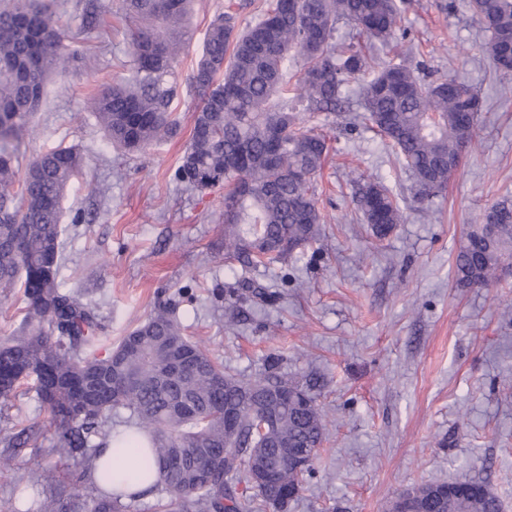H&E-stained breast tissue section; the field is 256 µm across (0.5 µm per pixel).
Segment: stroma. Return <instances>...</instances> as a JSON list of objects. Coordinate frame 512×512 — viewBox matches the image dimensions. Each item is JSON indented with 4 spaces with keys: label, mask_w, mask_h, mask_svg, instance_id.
Returning <instances> with one entry per match:
<instances>
[{
    "label": "stroma",
    "mask_w": 512,
    "mask_h": 512,
    "mask_svg": "<svg viewBox=\"0 0 512 512\" xmlns=\"http://www.w3.org/2000/svg\"><path fill=\"white\" fill-rule=\"evenodd\" d=\"M227 0H197L192 39L177 68L180 132L144 152L113 149L88 108L101 86L128 76L130 32L122 0H55L81 39L78 58L47 81L24 141L27 157L58 146L84 155L67 186L59 280L92 306L103 327L99 354L162 303L226 370L323 380L328 422L313 474L286 512H386L401 491L430 482L485 481L512 512V274L487 288L454 279L469 225L512 199V79L479 50L486 34L468 0H412L404 40L374 45L369 66L406 60L453 75L482 102L477 136L444 190L427 198L372 131L352 124L361 83L317 130L329 154L318 178L320 240L285 263L242 268L224 255V185L187 189L175 178L197 96L188 76L210 21ZM377 181L403 222L382 240L362 224L359 184ZM35 427L26 447L8 433ZM48 414L33 384L0 403V512L22 491L59 484Z\"/></svg>",
    "instance_id": "1"
}]
</instances>
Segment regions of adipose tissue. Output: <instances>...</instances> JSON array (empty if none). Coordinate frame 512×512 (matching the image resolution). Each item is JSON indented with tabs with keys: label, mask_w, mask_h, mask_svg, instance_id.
<instances>
[{
	"label": "adipose tissue",
	"mask_w": 512,
	"mask_h": 512,
	"mask_svg": "<svg viewBox=\"0 0 512 512\" xmlns=\"http://www.w3.org/2000/svg\"><path fill=\"white\" fill-rule=\"evenodd\" d=\"M98 487H120L129 492L149 494L157 483V467L146 443L122 445L109 442L101 448L95 472Z\"/></svg>",
	"instance_id": "obj_1"
}]
</instances>
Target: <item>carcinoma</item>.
<instances>
[{
  "label": "carcinoma",
  "mask_w": 512,
  "mask_h": 512,
  "mask_svg": "<svg viewBox=\"0 0 512 512\" xmlns=\"http://www.w3.org/2000/svg\"><path fill=\"white\" fill-rule=\"evenodd\" d=\"M194 0H124L132 31L133 69L91 97L92 114L109 142L129 153L177 133L172 104L183 19ZM408 0H266L253 24L239 27V4L211 22L190 76L199 100L191 137L175 178L206 190L227 185L224 252L250 268L286 262L271 254L289 242L318 240L324 223L315 177L329 152L326 137L307 125L334 112L341 89L368 67L361 39L390 44ZM487 33L496 69L512 73V0H470ZM352 24L354 41L336 49V23ZM52 0H0V288L23 289L25 329L0 338V399L26 378L50 414L55 451L75 460L65 477L80 483L93 467L96 439L112 411L129 413L130 444L146 438L165 497L157 512H284L303 488L306 467L285 466L254 481L263 461L299 451L314 460L325 437L318 397L279 375L244 381L184 335L173 309L157 308L108 355L97 353L95 310L62 292L61 201L84 158L58 147L25 165L16 182L32 112L49 74L64 69V44L78 34L60 24ZM361 122L402 160L419 192L448 184V163L472 142L480 99L442 76L425 82L413 69L389 62L361 88ZM361 220L385 238L403 220L399 204L379 182L359 189ZM512 259V200L487 208L457 250L454 276L462 287H486ZM234 413L229 429L224 411ZM245 472L254 490L238 495L233 478ZM466 488L459 495L448 487ZM429 512H503L484 481L433 482L402 491ZM137 496L121 490L93 497L36 494L15 512H129Z\"/></svg>",
  "instance_id": "carcinoma-1"
}]
</instances>
